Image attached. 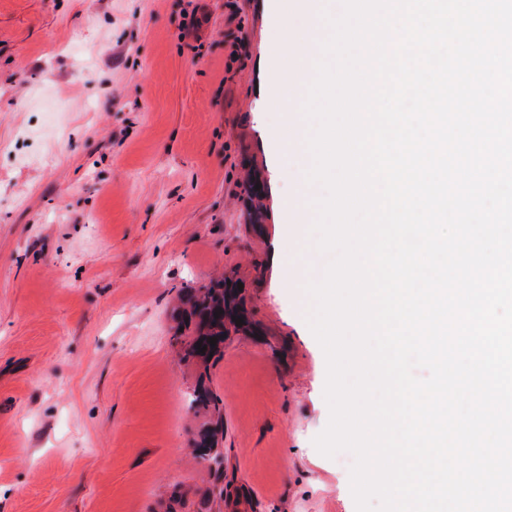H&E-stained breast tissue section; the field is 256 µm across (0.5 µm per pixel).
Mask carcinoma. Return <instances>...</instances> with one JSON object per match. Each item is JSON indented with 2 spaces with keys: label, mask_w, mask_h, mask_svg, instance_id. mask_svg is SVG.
I'll return each instance as SVG.
<instances>
[{
  "label": "carcinoma",
  "mask_w": 512,
  "mask_h": 512,
  "mask_svg": "<svg viewBox=\"0 0 512 512\" xmlns=\"http://www.w3.org/2000/svg\"><path fill=\"white\" fill-rule=\"evenodd\" d=\"M188 306V318L197 319L195 337L187 345L185 356L188 358L208 360L209 354L221 353L224 347V336L227 335V325L235 324V319L244 317V303L238 296L237 288L227 284L224 279L210 282L196 291H190L184 296ZM217 339L216 345H210V339ZM205 347V352H199L197 346ZM213 406L217 418L209 439L196 448L197 458L214 472L216 481L224 482V450L218 447L216 435L222 431L224 419L220 411V399L208 390H196L190 399V407L200 408Z\"/></svg>",
  "instance_id": "cac0c4a2"
}]
</instances>
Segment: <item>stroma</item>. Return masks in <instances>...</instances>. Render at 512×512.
<instances>
[{
    "mask_svg": "<svg viewBox=\"0 0 512 512\" xmlns=\"http://www.w3.org/2000/svg\"><path fill=\"white\" fill-rule=\"evenodd\" d=\"M288 0H0V512H356L288 197ZM262 221H245L252 172ZM249 329L185 358L183 294ZM224 402V498L195 457ZM184 301L188 306V318L191 321L193 318L197 319L195 337L187 345L185 356L208 361L210 352H213L212 358L221 353L224 336L228 332L227 325H236L233 316L238 320L244 318L243 300L232 283L227 285V280L221 279L210 282L198 291L188 292ZM215 312H218V318L214 317ZM210 338H217L216 346L210 345ZM197 344H201L200 348L206 347L204 353L199 352Z\"/></svg>",
    "mask_w": 512,
    "mask_h": 512,
    "instance_id": "stroma-1",
    "label": "stroma"
}]
</instances>
